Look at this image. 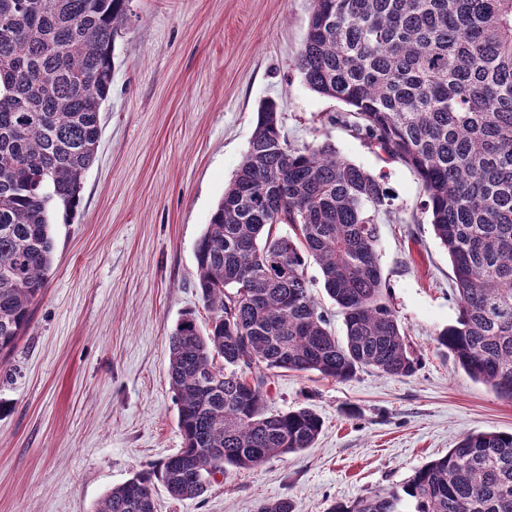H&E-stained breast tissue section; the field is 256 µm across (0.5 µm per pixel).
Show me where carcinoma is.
I'll return each instance as SVG.
<instances>
[{
  "instance_id": "obj_1",
  "label": "carcinoma",
  "mask_w": 512,
  "mask_h": 512,
  "mask_svg": "<svg viewBox=\"0 0 512 512\" xmlns=\"http://www.w3.org/2000/svg\"><path fill=\"white\" fill-rule=\"evenodd\" d=\"M131 2L0 0L1 360L45 292L51 214L79 207ZM294 66L312 91L346 106L337 123L421 180L458 307L437 341L512 402V0H313ZM388 206L381 178L329 143L291 147L277 103L260 105L242 164L195 244L208 328L187 312L169 337L183 446L93 512H156L157 482L174 499L201 498L218 473L312 447L323 427L312 409L266 410L277 370L336 380L417 372L379 264L377 217ZM309 259L343 315L341 339L312 297ZM408 504L512 512V433L467 434L402 488L330 512ZM257 512L293 505L267 499Z\"/></svg>"
}]
</instances>
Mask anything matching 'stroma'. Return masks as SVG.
<instances>
[{"mask_svg":"<svg viewBox=\"0 0 512 512\" xmlns=\"http://www.w3.org/2000/svg\"><path fill=\"white\" fill-rule=\"evenodd\" d=\"M312 0H132L116 38L97 158L72 222L55 216L54 262L32 321L0 364V512H93L112 488L177 453L169 337L185 312L207 328L194 247L241 165L260 103L275 100L292 146L334 145L383 176L378 254L407 339L410 377L279 372L268 411L308 407L314 447L229 470L199 499L156 486L157 512H294L406 482L467 433H512V403L472 380L437 335L457 317L447 251L417 175L348 129L343 104L294 61Z\"/></svg>","mask_w":512,"mask_h":512,"instance_id":"1","label":"stroma"}]
</instances>
